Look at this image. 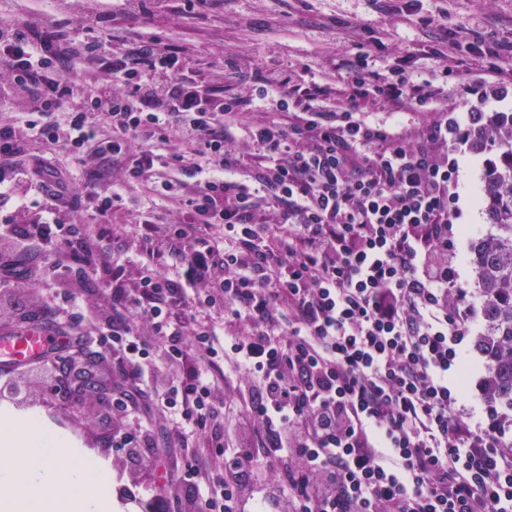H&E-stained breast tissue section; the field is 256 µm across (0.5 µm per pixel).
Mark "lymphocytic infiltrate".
Returning <instances> with one entry per match:
<instances>
[{"label":"lymphocytic infiltrate","mask_w":512,"mask_h":512,"mask_svg":"<svg viewBox=\"0 0 512 512\" xmlns=\"http://www.w3.org/2000/svg\"><path fill=\"white\" fill-rule=\"evenodd\" d=\"M103 20L0 21V282L18 256L54 255L45 312L74 353L91 336L111 356L112 414L132 427L116 446L153 447L154 409L166 447L208 436L217 457L186 464L184 512H512V451L464 421L448 380L470 311L448 259L467 137L447 70L419 81L416 56L382 73L357 54L331 82L217 71L117 24L101 37ZM468 48L511 95L512 44ZM369 106L423 119L394 132L360 119Z\"/></svg>","instance_id":"lymphocytic-infiltrate-1"}]
</instances>
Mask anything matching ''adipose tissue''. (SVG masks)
<instances>
[{
    "label": "adipose tissue",
    "mask_w": 512,
    "mask_h": 512,
    "mask_svg": "<svg viewBox=\"0 0 512 512\" xmlns=\"http://www.w3.org/2000/svg\"><path fill=\"white\" fill-rule=\"evenodd\" d=\"M72 448L37 420L16 429L0 420V512H112L109 476L101 465L74 461ZM96 477L91 496L59 495L61 485H82Z\"/></svg>",
    "instance_id": "obj_1"
}]
</instances>
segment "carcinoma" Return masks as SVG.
Listing matches in <instances>:
<instances>
[{
    "instance_id": "obj_1",
    "label": "carcinoma",
    "mask_w": 512,
    "mask_h": 512,
    "mask_svg": "<svg viewBox=\"0 0 512 512\" xmlns=\"http://www.w3.org/2000/svg\"><path fill=\"white\" fill-rule=\"evenodd\" d=\"M470 139L477 151L498 152V162L484 170L489 192L482 198L496 232L470 246L485 321L475 349L485 363V401L495 410H512V112L478 114Z\"/></svg>"
}]
</instances>
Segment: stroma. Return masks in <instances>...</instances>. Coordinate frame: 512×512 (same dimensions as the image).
<instances>
[{"mask_svg": "<svg viewBox=\"0 0 512 512\" xmlns=\"http://www.w3.org/2000/svg\"><path fill=\"white\" fill-rule=\"evenodd\" d=\"M447 9L457 21L477 34L512 41V0H422L421 17L437 8ZM355 23L357 32L345 29ZM129 32L149 37H178L193 52L208 56L216 64L226 57L249 60L265 67L280 61L276 44H283L289 63L307 66L319 75L329 69V58L346 50L369 57L379 71L389 70L395 53L411 52L419 58V71L429 75L442 62L431 55L436 43L434 27L420 21L403 23L384 12L382 0H225L222 12L205 18L163 19L144 13L125 21ZM461 66L448 71V87H472L466 106L481 112H512V100L498 104L489 100V86L480 64L467 63L466 48L452 49ZM485 154L463 148L458 156V194L460 231L456 237L458 254L456 278L467 293L471 313V333L484 329L481 306L475 288V275L465 259L470 239L489 233L492 226L477 197L482 186ZM55 371L35 364L17 371L0 373V415L33 417L65 437L79 455L100 459L112 480L111 493L120 512H151L147 489L163 469H151L148 461L132 458L112 445V416L99 399L76 404L61 400L56 391Z\"/></svg>", "mask_w": 512, "mask_h": 512, "instance_id": "stroma-1", "label": "stroma"}]
</instances>
